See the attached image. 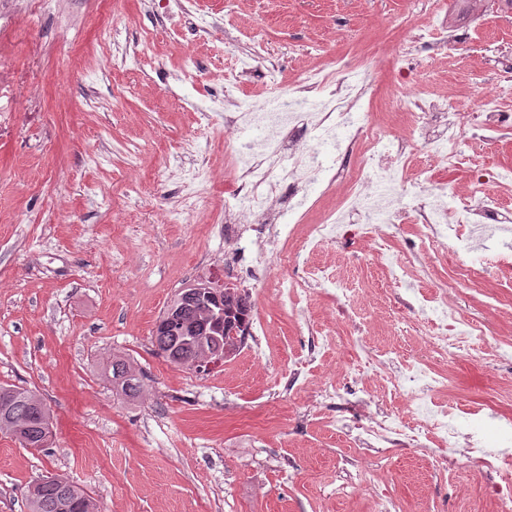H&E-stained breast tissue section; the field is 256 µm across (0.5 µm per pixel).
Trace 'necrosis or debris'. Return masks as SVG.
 <instances>
[{
  "instance_id": "4bbe7bcc",
  "label": "necrosis or debris",
  "mask_w": 512,
  "mask_h": 512,
  "mask_svg": "<svg viewBox=\"0 0 512 512\" xmlns=\"http://www.w3.org/2000/svg\"><path fill=\"white\" fill-rule=\"evenodd\" d=\"M298 112L284 111L271 102L266 111L237 108L224 115L228 131L252 130L254 140L226 145L224 157L238 186L224 201V271L246 281L266 280L268 296L279 307L306 317L312 293L333 298L338 310L355 318L358 302L327 267L312 266L314 255L336 241L365 238L372 262L388 286L401 288V306L394 312L403 321L405 312L419 310L429 319L420 330L415 352L399 347L375 348L361 344L355 356L341 353V340L331 327L309 328L310 358L335 355L339 374L311 382L305 366L291 369L284 386L296 410L315 406L326 411L329 430L345 437L358 449H373L372 459L356 458V474L345 487L351 498L370 496L372 512H400L396 497L374 494L371 472L384 467L393 448H413L428 459L434 473L448 470L457 452H465L472 475L495 474L487 489L496 512H512V452L499 451V434L512 432V415L487 405L463 406L446 400L449 364L466 358L488 366L512 362V343L501 340L485 322L455 317L450 299L473 288L467 265L457 267L450 282L423 291L407 285L408 275L431 276L436 258L446 251L449 231L468 227L458 236V251L472 250L473 237L493 232L512 237V225L501 220L498 188L512 186L511 168H489L471 151L476 140H493L512 129V79L483 96L477 111L463 109L459 95L429 98L410 92L397 107L407 116V132L384 135L371 113L365 112L352 68L341 65L329 72H309L289 90ZM303 124L305 130L333 135L347 133L335 143V153L324 156L318 144L303 137L283 136L282 131ZM424 145L429 157L470 174L464 202L449 206L444 188L431 187L426 171L404 180L400 174L410 164V146ZM355 155L356 167L346 175L340 208L325 211L319 223H305L302 209L308 189L317 183H334L340 164ZM386 187L377 199L367 197L370 184ZM289 190L287 206H278L280 190ZM412 215L418 246L407 252L393 250L395 220ZM259 235H250L254 222ZM288 264L291 277L276 276L278 265ZM410 406V414L397 409ZM362 411L363 420L350 425L348 416ZM474 422L472 431L459 429L461 421Z\"/></svg>"
}]
</instances>
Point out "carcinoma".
I'll list each match as a JSON object with an SVG mask.
<instances>
[{
    "mask_svg": "<svg viewBox=\"0 0 512 512\" xmlns=\"http://www.w3.org/2000/svg\"><path fill=\"white\" fill-rule=\"evenodd\" d=\"M209 284L194 301L186 293L196 285ZM253 305L240 288L219 287L210 279H197L178 288L155 323L154 344L170 364L188 369L192 362H204L206 351L216 340L223 341L224 357L235 356L244 343ZM224 315V323L238 329V340L224 341V335L203 322ZM103 374L112 377V390L124 401L135 404L146 400L144 373L125 355L107 359ZM51 415L43 399L33 390L0 384V432L15 438L25 448H43L52 434ZM28 512H98L92 497L83 488L60 476L42 478L28 490Z\"/></svg>",
    "mask_w": 512,
    "mask_h": 512,
    "instance_id": "obj_1",
    "label": "carcinoma"
}]
</instances>
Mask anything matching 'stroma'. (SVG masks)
<instances>
[{"label":"stroma","mask_w":512,"mask_h":512,"mask_svg":"<svg viewBox=\"0 0 512 512\" xmlns=\"http://www.w3.org/2000/svg\"><path fill=\"white\" fill-rule=\"evenodd\" d=\"M196 26L168 31L147 0H42L27 46L0 32V54L37 82L35 96L0 114V384L35 390L50 408L49 447H21L0 433V512H25L29 486L59 475L84 488L100 512H368L364 500L338 497L353 473L350 443L323 415L297 419L273 381L307 358V326L328 321L331 301L313 296L308 323L251 301L270 332L267 376H249L240 353L209 373L177 368L159 356L152 331L175 289L203 275L201 255L224 256V199L233 181L224 166L225 134L187 150L204 119L224 124L215 98L239 78L238 97L254 107L308 70L343 59L364 66L365 98L391 135L405 116L392 102L418 89H454L465 108L492 93L498 75L483 49L512 62V13L481 0L450 24L448 47L419 43L415 61L394 62L410 33L405 17L427 23L432 0H180ZM154 35L149 57L137 39ZM194 173L199 203L186 224H169L176 188ZM503 240L483 238L467 256L447 251L435 271L448 280L459 263L480 289L455 299L467 316L489 318L512 341V273L500 272ZM356 237L323 254L377 319L373 344L390 341L389 297ZM115 353L143 368L147 399L130 406L101 375ZM512 367L486 372L448 367V399L488 403L512 414ZM484 481L458 457L452 473L393 451L371 487L395 496L402 512H471Z\"/></svg>","instance_id":"1"}]
</instances>
